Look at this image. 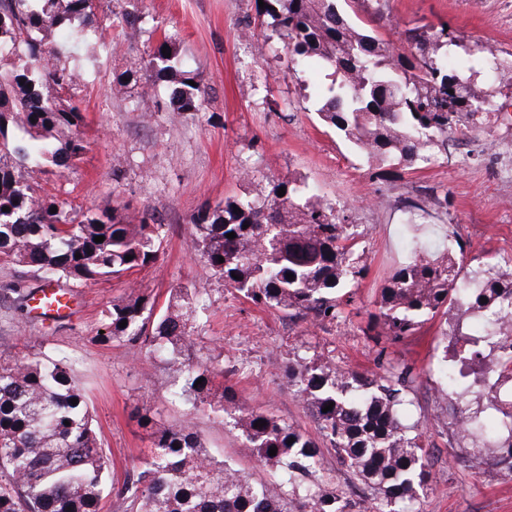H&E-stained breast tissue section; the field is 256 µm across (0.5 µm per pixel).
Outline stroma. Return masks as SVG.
I'll return each mask as SVG.
<instances>
[{
	"mask_svg": "<svg viewBox=\"0 0 512 512\" xmlns=\"http://www.w3.org/2000/svg\"><path fill=\"white\" fill-rule=\"evenodd\" d=\"M99 13L149 17L139 28L115 27L105 45L92 29L76 38L66 61L80 73L75 89L82 100L87 150L66 170L32 168L31 183L41 192L82 208L128 207L154 211L164 228L158 261L134 274L72 283L70 314L42 321L15 311L0 296V358H29L38 352L68 357L83 383L102 448L114 463V479L137 466L151 448L138 416L150 413L168 422L191 420L208 448L235 460L255 478L270 468L241 452L236 430L208 411L188 415L172 403V373L130 345L97 338L112 302L144 294L165 305L173 288L207 294V345L221 352L225 383L241 404L273 412L316 436L312 416L290 394L284 365L288 349L303 344L323 360L368 374L373 351L360 332L375 313L374 302L396 265L411 251L405 223L406 201L448 198L447 224L431 227L430 250L460 242L467 260L494 261L512 252V178H503L497 153L512 150V87L499 85L494 63L512 66V0H386L382 18H373V0H353L355 12L372 34L396 43L405 28L448 23L463 46L448 55L462 75L477 73L493 91L499 116L481 129L451 138L452 164L408 170L395 164L377 168L316 115L314 95L328 79L319 65L289 70L281 46L265 47L263 30L246 34L258 0H97ZM174 38L206 90L204 109L179 112L167 107L168 89L158 85L142 96L114 95L112 86L141 63L148 46ZM292 177L322 198L347 205L350 223L365 235L368 275L353 289L336 328L321 330L281 313L230 297L191 248V216L226 199H242L257 183ZM439 320H428L394 346L399 360L419 375L405 408L415 420L452 409L437 396ZM428 451L437 481L417 502L418 512H512V474L494 462L474 465L455 429L434 431Z\"/></svg>",
	"mask_w": 512,
	"mask_h": 512,
	"instance_id": "stroma-1",
	"label": "stroma"
}]
</instances>
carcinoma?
Here are the masks:
<instances>
[{"label":"carcinoma","instance_id":"carcinoma-1","mask_svg":"<svg viewBox=\"0 0 512 512\" xmlns=\"http://www.w3.org/2000/svg\"><path fill=\"white\" fill-rule=\"evenodd\" d=\"M263 2L253 27L270 28L294 67L322 62L330 84L319 94L317 114L371 162L382 166L397 158L413 170L447 164L448 140L464 128L480 129L494 112L476 75L448 68L441 49L460 46V37L445 23L405 29L400 52L352 20L338 0ZM96 9V0H0V259L30 268L42 291L62 280L96 281L144 269L158 260L162 243L163 224L153 214L76 209L39 193L26 177L31 161L65 168L85 154V115L69 94L79 75L62 63L70 43L55 40V33L87 27ZM141 19L102 17L98 38L105 40L104 31L116 22L134 29ZM18 43L27 53L14 57L10 47ZM139 70L144 82L126 72L114 93L126 95L131 84L145 93L163 82L177 111H202L205 90L172 38L149 51ZM256 189L253 197L218 202L193 215L194 251L234 297L332 329L353 301L339 290L368 272L362 235L348 223L344 207L295 179H271ZM409 209L445 222L448 196L412 200ZM424 228L409 221L411 254L380 289L375 319L360 328L373 343L376 372H345L316 354L288 352L285 376L313 415L319 442L269 412L241 406L234 387L216 381L212 349L195 334L208 308L204 296L175 288L157 315L147 296L106 310L98 339L126 341L176 374L181 384L173 401L194 412L227 415L242 446L275 469L267 481L216 457L190 425L145 413L139 423L153 453L120 486H111L110 458L70 362L0 359V512H101L109 495L115 496L113 512H353L350 500L320 472L323 447L370 490L363 512H409L436 479L426 461V437L441 419L404 417L417 373L395 358L392 346L454 306L461 315L442 330L437 389L461 403L458 434L474 462L489 456L512 472V460L501 455L512 448V354L503 347L512 340V270L497 272L509 261L480 263L463 276L464 248L428 258ZM230 232L236 237L227 238ZM97 236L104 241L95 242ZM4 292L13 305L32 312L33 290L19 282ZM469 319L480 327L467 329ZM124 320L126 327H119ZM331 402L332 410L322 412ZM258 420L267 425L254 426Z\"/></svg>","mask_w":512,"mask_h":512}]
</instances>
